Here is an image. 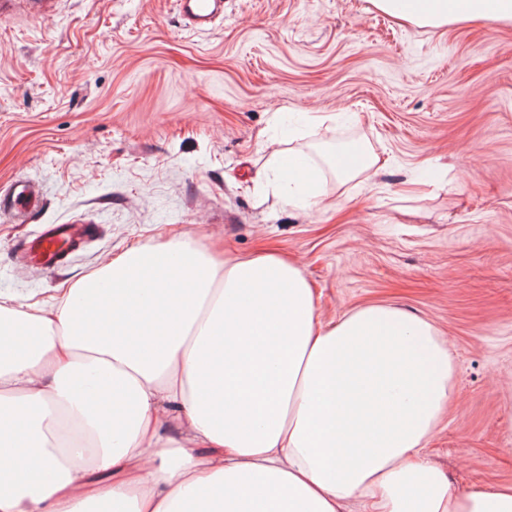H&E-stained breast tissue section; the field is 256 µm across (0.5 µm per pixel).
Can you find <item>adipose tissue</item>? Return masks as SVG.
<instances>
[{
  "label": "adipose tissue",
  "mask_w": 512,
  "mask_h": 512,
  "mask_svg": "<svg viewBox=\"0 0 512 512\" xmlns=\"http://www.w3.org/2000/svg\"><path fill=\"white\" fill-rule=\"evenodd\" d=\"M371 2L512 22V0ZM453 375L428 320L321 321L278 254L133 244L58 303L0 295V512H512V485L455 496L423 457Z\"/></svg>",
  "instance_id": "adipose-tissue-1"
}]
</instances>
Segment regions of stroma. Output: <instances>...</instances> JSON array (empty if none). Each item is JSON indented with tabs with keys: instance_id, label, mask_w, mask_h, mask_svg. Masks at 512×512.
Masks as SVG:
<instances>
[{
	"instance_id": "obj_1",
	"label": "stroma",
	"mask_w": 512,
	"mask_h": 512,
	"mask_svg": "<svg viewBox=\"0 0 512 512\" xmlns=\"http://www.w3.org/2000/svg\"><path fill=\"white\" fill-rule=\"evenodd\" d=\"M347 145L381 170L322 168L311 207L278 194L269 150ZM17 177L44 197L0 218L1 295L60 296L136 242L278 251L322 320L376 301L429 320L455 374L427 458L458 493L512 483V24L369 0H224L205 32L175 0L0 11V185ZM46 224L91 241L43 270L22 249Z\"/></svg>"
}]
</instances>
